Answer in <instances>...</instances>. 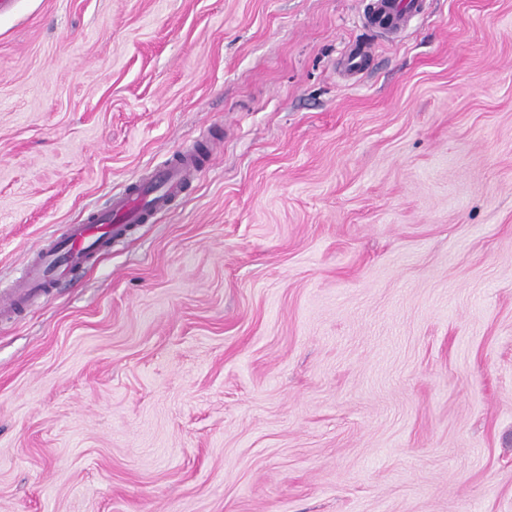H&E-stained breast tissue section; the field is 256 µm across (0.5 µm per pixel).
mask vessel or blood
I'll use <instances>...</instances> for the list:
<instances>
[{"instance_id":"obj_1","label":"vessel or blood","mask_w":512,"mask_h":512,"mask_svg":"<svg viewBox=\"0 0 512 512\" xmlns=\"http://www.w3.org/2000/svg\"><path fill=\"white\" fill-rule=\"evenodd\" d=\"M421 6V0H370L364 24L374 32L394 34ZM213 148V142L203 141L177 150L148 176L130 179L123 192L91 212L84 223L67 225L62 234L45 239L10 288L7 301L0 303V316L16 315L69 273L92 263L113 242L130 235L134 225L170 210L204 171Z\"/></svg>"}]
</instances>
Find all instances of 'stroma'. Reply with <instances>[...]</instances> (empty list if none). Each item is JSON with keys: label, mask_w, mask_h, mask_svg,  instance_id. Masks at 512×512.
<instances>
[{"label": "stroma", "mask_w": 512, "mask_h": 512, "mask_svg": "<svg viewBox=\"0 0 512 512\" xmlns=\"http://www.w3.org/2000/svg\"><path fill=\"white\" fill-rule=\"evenodd\" d=\"M363 10L0 14V289L224 141L173 212L0 321V512H512V0L376 37Z\"/></svg>", "instance_id": "obj_1"}]
</instances>
